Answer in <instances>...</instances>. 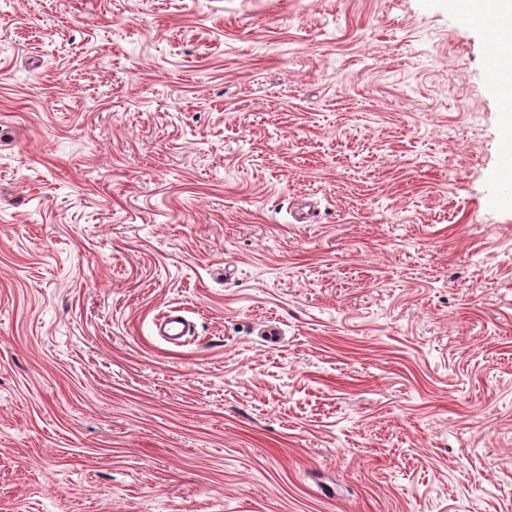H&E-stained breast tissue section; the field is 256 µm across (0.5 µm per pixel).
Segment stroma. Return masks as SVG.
<instances>
[{"label": "stroma", "mask_w": 512, "mask_h": 512, "mask_svg": "<svg viewBox=\"0 0 512 512\" xmlns=\"http://www.w3.org/2000/svg\"><path fill=\"white\" fill-rule=\"evenodd\" d=\"M486 56L454 0H0V512H512ZM179 310L171 308L164 321L158 327V336H184L190 334L191 328L189 322L179 313Z\"/></svg>", "instance_id": "obj_1"}]
</instances>
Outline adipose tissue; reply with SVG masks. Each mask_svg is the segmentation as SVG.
Segmentation results:
<instances>
[{
  "label": "adipose tissue",
  "mask_w": 512,
  "mask_h": 512,
  "mask_svg": "<svg viewBox=\"0 0 512 512\" xmlns=\"http://www.w3.org/2000/svg\"><path fill=\"white\" fill-rule=\"evenodd\" d=\"M460 6L466 14L488 20L489 48L503 63L499 97L512 106V0H460Z\"/></svg>",
  "instance_id": "obj_1"
}]
</instances>
